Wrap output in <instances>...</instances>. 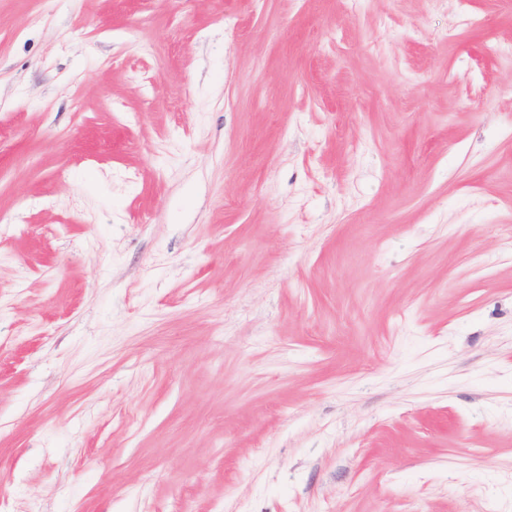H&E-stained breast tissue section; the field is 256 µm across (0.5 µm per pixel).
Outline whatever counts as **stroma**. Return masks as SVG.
Masks as SVG:
<instances>
[{
    "label": "stroma",
    "instance_id": "1",
    "mask_svg": "<svg viewBox=\"0 0 512 512\" xmlns=\"http://www.w3.org/2000/svg\"><path fill=\"white\" fill-rule=\"evenodd\" d=\"M512 0H0V512H512Z\"/></svg>",
    "mask_w": 512,
    "mask_h": 512
}]
</instances>
